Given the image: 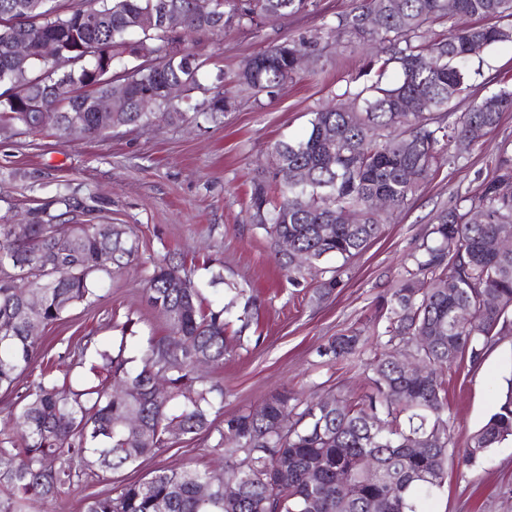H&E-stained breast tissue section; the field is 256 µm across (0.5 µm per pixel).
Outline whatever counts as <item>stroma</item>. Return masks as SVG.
Segmentation results:
<instances>
[{
  "label": "stroma",
  "instance_id": "35a3bbf8",
  "mask_svg": "<svg viewBox=\"0 0 512 512\" xmlns=\"http://www.w3.org/2000/svg\"><path fill=\"white\" fill-rule=\"evenodd\" d=\"M317 10L267 22L258 32L235 28L201 41L186 40L185 51L202 59V102L220 86L233 106L218 120L205 118L120 129L101 138L61 137L51 127L36 133L17 127L0 132V223H14L29 208L66 186L87 205L100 208L103 222L129 224L143 242V264L113 275L102 284L92 307H77L42 329V356L57 375L77 376L81 369L67 346L96 331L107 349L124 347L140 357L147 335H164L162 316L145 301L144 278L152 260L183 258L184 268L203 287L205 307L229 299L226 282L238 283L250 301L251 321H233L226 336L224 367L202 375L224 388V410L234 413L260 404L274 390L288 387L305 395L336 389L366 390L364 364L374 348V312L382 296L398 284L406 254L427 231L434 214L474 191L491 172L503 145H512V112L465 159L443 165L424 184L395 223L343 269L339 288L324 299L314 289L319 273L298 285L282 275L270 239L249 223L248 202L255 170L271 160L279 140L303 137L309 114L336 104L346 87L370 69L372 51L328 26L355 0H318ZM318 39L317 69H301L293 82L274 95L240 87L235 75L250 57L284 40ZM476 75L454 102L455 111L503 88L512 89V42L499 43L476 59ZM138 318L134 335L122 336L126 315ZM356 330L364 344L352 363L333 361L318 351L331 337ZM512 376V335L502 337L481 363L462 365L448 386V413L458 431L455 445L477 430L499 405ZM190 464L231 477L209 442L177 441L143 463L107 475L105 481L82 482L58 498L33 505L29 512H82L86 495L139 480L158 467ZM426 512H512V441L492 448L473 470L448 459L443 487L424 503Z\"/></svg>",
  "mask_w": 512,
  "mask_h": 512
}]
</instances>
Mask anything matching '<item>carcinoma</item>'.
Returning a JSON list of instances; mask_svg holds the SVG:
<instances>
[{"label":"carcinoma","mask_w":512,"mask_h":512,"mask_svg":"<svg viewBox=\"0 0 512 512\" xmlns=\"http://www.w3.org/2000/svg\"><path fill=\"white\" fill-rule=\"evenodd\" d=\"M312 6L314 0H0V129L19 123L37 132L50 124L63 136L79 125L95 138L145 126L159 114L183 123L188 113L164 89L178 86L187 99L201 88V63L187 64L180 49L186 36L257 30ZM165 8L183 16L180 30L164 25ZM374 13L381 18L375 28L365 23ZM458 16L475 23L427 39L432 25ZM511 17L512 0H357L336 17L330 33L379 47L376 79L345 90L348 108L311 112L306 135L276 142L271 163L252 181L250 223L274 244H290L276 250L289 283L316 269L324 274L319 290L334 291L341 268L325 263L347 262L377 240L440 164L464 158L512 111L507 89L451 111L472 78L471 63L508 41L501 26L484 20ZM20 40L30 46L24 58L13 53ZM46 40L57 45L54 60L40 51ZM153 41L165 54L149 62ZM315 47L309 40L277 43L249 59L237 81L272 93L299 73L298 56L319 58ZM147 92L154 94L151 112L140 107ZM111 94L125 107L103 121L97 104ZM46 98L54 104L47 121L39 109ZM487 99L491 111L483 107ZM231 107L217 91L202 102V113L213 119ZM284 168L293 172L288 184L278 180ZM77 210L91 212L64 193L29 211L20 236L15 225L0 224V390L12 393L21 376L29 379L0 426V512H25L27 503L53 500L89 472L104 478L152 458L174 443V429L185 439L214 437L213 450L236 470L235 496H224V482L209 468L159 467L147 479L87 496L83 512H424L422 499L445 483L453 445L448 372L478 363L499 337L512 335V252L489 248L512 236L509 148L474 195L437 211L408 254L397 288L376 310L380 348L367 362L369 390L303 400L283 389L230 414L223 392L196 367L224 366L233 304L204 309L202 288L171 262L155 264L147 277L145 299L164 317L166 334L147 338L140 366H130L124 349L114 354L82 336L73 347L79 364H89L80 381L60 379L47 365L35 369L40 337L32 327L93 304L99 279L140 259L131 226L69 223ZM353 214L359 220L352 223ZM176 272L185 287H169ZM462 307L471 311L467 321L457 317ZM249 318L246 305L236 319L246 325ZM359 343L357 332L341 334L321 354L347 360ZM407 356L417 358L423 375L404 374L400 360ZM376 419L384 427L374 426ZM129 420L139 427L129 428ZM510 438L512 378L497 411L466 437L458 465L476 467ZM312 465L320 472L315 483L306 477ZM338 469L349 475L344 486L336 483Z\"/></svg>","instance_id":"obj_1"}]
</instances>
